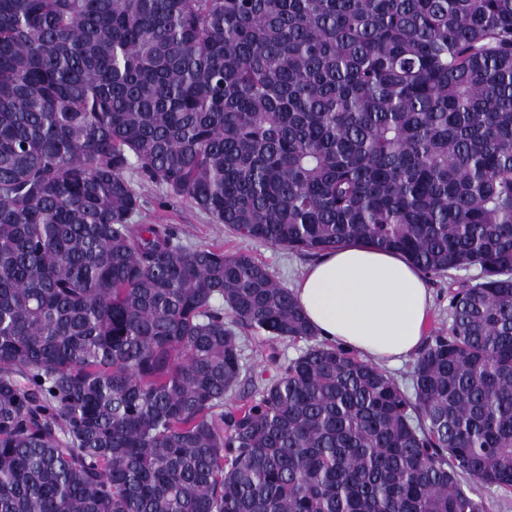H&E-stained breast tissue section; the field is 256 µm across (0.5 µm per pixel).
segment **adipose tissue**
<instances>
[{"label":"adipose tissue","mask_w":512,"mask_h":512,"mask_svg":"<svg viewBox=\"0 0 512 512\" xmlns=\"http://www.w3.org/2000/svg\"><path fill=\"white\" fill-rule=\"evenodd\" d=\"M295 296L320 338L377 365L419 349L431 305L414 264L359 242L320 256L298 281Z\"/></svg>","instance_id":"ef3b65f1"}]
</instances>
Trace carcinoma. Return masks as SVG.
<instances>
[{
    "instance_id": "carcinoma-1",
    "label": "carcinoma",
    "mask_w": 512,
    "mask_h": 512,
    "mask_svg": "<svg viewBox=\"0 0 512 512\" xmlns=\"http://www.w3.org/2000/svg\"><path fill=\"white\" fill-rule=\"evenodd\" d=\"M128 170L244 241L480 273L409 395ZM247 333L309 345L243 395ZM473 482L512 491V0H0V512H489Z\"/></svg>"
}]
</instances>
